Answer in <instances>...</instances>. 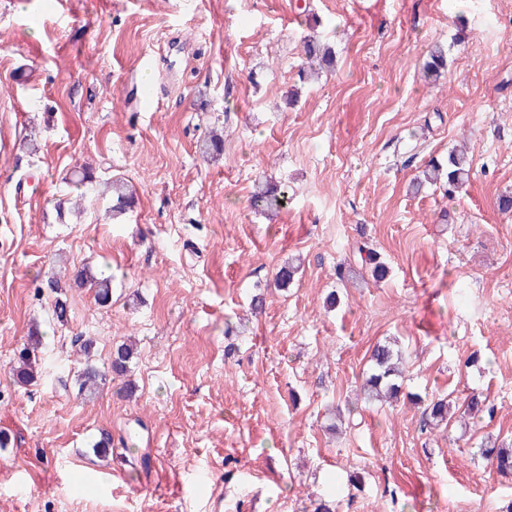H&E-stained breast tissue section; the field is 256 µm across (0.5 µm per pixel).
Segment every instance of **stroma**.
<instances>
[{
    "label": "stroma",
    "mask_w": 512,
    "mask_h": 512,
    "mask_svg": "<svg viewBox=\"0 0 512 512\" xmlns=\"http://www.w3.org/2000/svg\"><path fill=\"white\" fill-rule=\"evenodd\" d=\"M309 35L335 63L304 82ZM437 45L448 68L430 84ZM461 144L473 170L456 196L409 193ZM84 165L132 184L134 211L111 216L93 191L60 221ZM267 178L287 192L273 215L250 204ZM505 193L512 0H0V512H312L328 496L338 512H512V478L477 453L512 448ZM364 241L386 280L362 268ZM297 255L298 279L274 287ZM86 266L111 276L110 305L73 286ZM35 323L41 373L20 387L10 366ZM81 336L102 368L136 346L91 400ZM385 340L407 396L367 405ZM413 393H477L493 412L424 431ZM124 430L154 441L94 454ZM91 466L100 488L80 482Z\"/></svg>",
    "instance_id": "obj_1"
}]
</instances>
